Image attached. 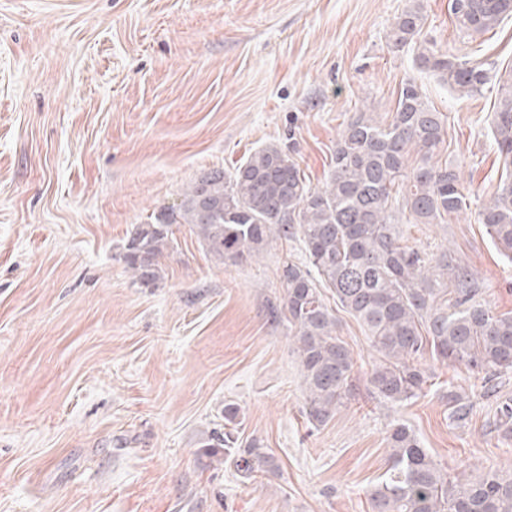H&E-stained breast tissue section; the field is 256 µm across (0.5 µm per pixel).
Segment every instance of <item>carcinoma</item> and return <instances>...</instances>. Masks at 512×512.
I'll return each instance as SVG.
<instances>
[{
  "mask_svg": "<svg viewBox=\"0 0 512 512\" xmlns=\"http://www.w3.org/2000/svg\"><path fill=\"white\" fill-rule=\"evenodd\" d=\"M458 37L488 32L512 16V0H448ZM426 15L412 0L391 26L396 50L409 48L416 66L460 96L481 92L488 69L419 40ZM492 133L506 171L492 198L478 208L499 253L512 261V78L500 86ZM448 123L412 81L399 91L391 120L361 111L343 129L324 186H311L292 153L269 144L231 171L213 168L176 206L134 225L123 260L146 284L160 279L158 258L187 224L226 266L241 264L276 240L303 244L305 259L283 263V314L304 386V415L319 428L351 399L355 360L337 334L336 303L365 330L379 354L369 382L391 404L419 395L429 375L423 361L462 365L481 377L487 393L512 373V314L496 312L468 264L451 251L431 255L404 243L402 224H449L470 209L472 194L458 168L438 160L448 149ZM467 396L448 387L449 417L464 422ZM497 427L512 434V398L498 402ZM230 431L206 447L224 453L244 479L275 469L252 441L237 445ZM388 465L368 491L373 512H512V468L489 467L450 477L397 423L387 436Z\"/></svg>",
  "mask_w": 512,
  "mask_h": 512,
  "instance_id": "1",
  "label": "carcinoma"
}]
</instances>
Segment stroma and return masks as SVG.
Instances as JSON below:
<instances>
[{
    "label": "stroma",
    "mask_w": 512,
    "mask_h": 512,
    "mask_svg": "<svg viewBox=\"0 0 512 512\" xmlns=\"http://www.w3.org/2000/svg\"><path fill=\"white\" fill-rule=\"evenodd\" d=\"M407 3L0 0V512H372L397 420L449 474L512 467L498 396L429 359L418 398L379 399L367 383L378 354L345 313L357 389L309 428L288 324L269 315L299 243L227 267L183 225L156 284L123 260L134 225L256 148L291 146L323 186L347 121L388 118L408 81L448 119L441 159L489 199L512 18L464 40L448 0H425L422 39L489 71L480 95L461 97L392 48ZM403 230L430 253L453 247L492 308L512 311V262L475 211ZM451 386L473 403L467 423L448 417ZM228 403L240 441L260 440L276 470L246 480L207 454Z\"/></svg>",
    "instance_id": "35a3bbf8"
}]
</instances>
